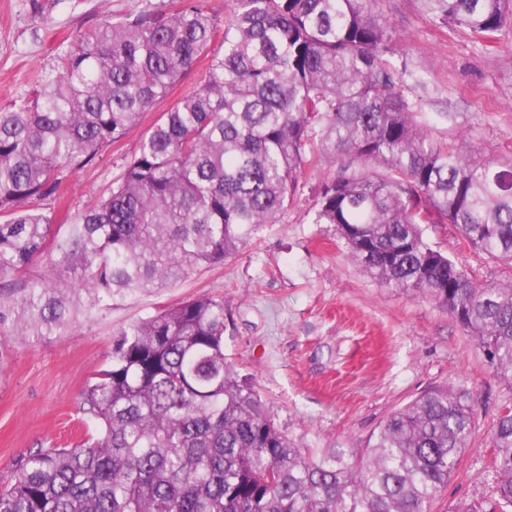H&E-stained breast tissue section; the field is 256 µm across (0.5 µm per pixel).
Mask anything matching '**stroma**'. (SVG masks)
<instances>
[{"label":"stroma","instance_id":"stroma-1","mask_svg":"<svg viewBox=\"0 0 512 512\" xmlns=\"http://www.w3.org/2000/svg\"><path fill=\"white\" fill-rule=\"evenodd\" d=\"M151 5L170 11L177 0H0V110L32 94L37 74L54 65L68 36ZM377 10L392 34L393 62H405L414 75L402 91L434 141L462 136L488 158L512 156V40L481 41L436 25L419 0H378ZM207 65L199 58L139 125L67 179L59 190L62 208L85 207L106 192L142 134L196 86ZM338 172L326 160L307 168L282 222L264 227L224 264L128 297L69 336L0 339V486L31 451L62 447L79 435L82 389L108 354L113 328L208 295L224 300L226 357L299 447L358 451L422 392H469L472 435L432 512L490 500L497 484L490 434L512 404V387L493 376L477 342L443 309L372 280L351 261L334 225L311 223L318 185ZM425 236L478 281H512V263L473 248L455 225H428Z\"/></svg>","mask_w":512,"mask_h":512}]
</instances>
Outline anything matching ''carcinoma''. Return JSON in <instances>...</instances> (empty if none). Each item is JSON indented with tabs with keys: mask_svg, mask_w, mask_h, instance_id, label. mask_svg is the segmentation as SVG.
Wrapping results in <instances>:
<instances>
[{
	"mask_svg": "<svg viewBox=\"0 0 512 512\" xmlns=\"http://www.w3.org/2000/svg\"><path fill=\"white\" fill-rule=\"evenodd\" d=\"M420 2L441 26L512 37V0ZM375 4L235 0L220 33L199 0H180L68 37L32 95L0 111V336H66L224 264L282 221L305 166L340 158L350 173L321 182L311 223L334 225L370 277L442 308L512 385V282L477 281L424 237L453 224L512 262V159L440 145L415 121ZM202 56V80L108 191L56 223L63 181ZM225 330L224 299L207 295L114 329L82 391L87 436L29 453L0 487V512H430L472 433L469 393H421L355 459L300 448L228 362ZM491 443L495 496L463 512H512L511 406Z\"/></svg>",
	"mask_w": 512,
	"mask_h": 512,
	"instance_id": "cac0c4a2",
	"label": "carcinoma"
}]
</instances>
